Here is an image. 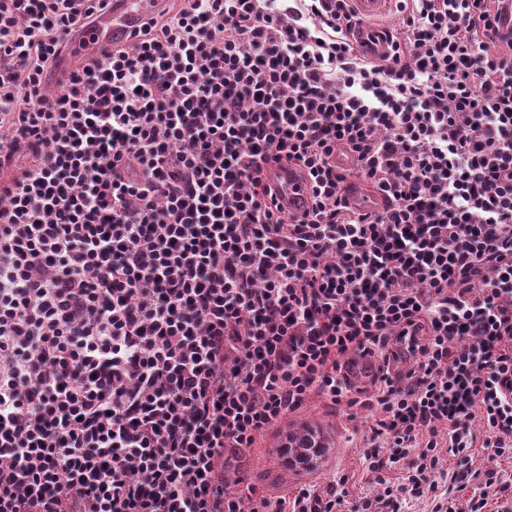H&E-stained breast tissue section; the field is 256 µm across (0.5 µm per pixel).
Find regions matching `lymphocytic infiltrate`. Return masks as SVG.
Wrapping results in <instances>:
<instances>
[{"instance_id": "f902f5d3", "label": "lymphocytic infiltrate", "mask_w": 512, "mask_h": 512, "mask_svg": "<svg viewBox=\"0 0 512 512\" xmlns=\"http://www.w3.org/2000/svg\"><path fill=\"white\" fill-rule=\"evenodd\" d=\"M106 2L0 0V512H486L512 491L474 461L512 462L500 0H398L377 60L350 0H179L48 92ZM353 175L383 209L350 207ZM315 395L372 411L375 496L225 481ZM382 28L368 24L357 27L353 32V38L368 55L369 58H379L388 54V42L383 36ZM263 179L289 211L300 214L308 208V192L297 169L267 166Z\"/></svg>"}]
</instances>
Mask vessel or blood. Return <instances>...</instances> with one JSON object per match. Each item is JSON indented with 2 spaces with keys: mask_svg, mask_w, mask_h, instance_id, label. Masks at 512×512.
Listing matches in <instances>:
<instances>
[{
  "mask_svg": "<svg viewBox=\"0 0 512 512\" xmlns=\"http://www.w3.org/2000/svg\"><path fill=\"white\" fill-rule=\"evenodd\" d=\"M167 2L111 0L110 8L96 15L89 30L68 40L64 57L58 62L57 74L65 73L71 58L101 59L126 46L141 25L163 9ZM353 37L370 58L376 59L388 52V42L380 28L367 23L357 27ZM263 179L289 211L299 214L308 208V192L297 169L269 166L263 172Z\"/></svg>",
  "mask_w": 512,
  "mask_h": 512,
  "instance_id": "b4317fda",
  "label": "vessel or blood"
}]
</instances>
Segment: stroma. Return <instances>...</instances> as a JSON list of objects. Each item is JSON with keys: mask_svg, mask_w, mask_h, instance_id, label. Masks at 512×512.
I'll list each match as a JSON object with an SVG mask.
<instances>
[{"mask_svg": "<svg viewBox=\"0 0 512 512\" xmlns=\"http://www.w3.org/2000/svg\"><path fill=\"white\" fill-rule=\"evenodd\" d=\"M289 421L296 425L307 423L323 431L328 446L313 468L292 470L283 464L279 446L284 428L277 425L259 435L252 449L226 450V474L233 479H243L255 486L258 494L270 498L292 497L307 483L325 486L337 474L348 476L351 496L376 494L377 486L363 464L366 436L372 421L370 410L361 409L353 415L345 407L331 406L324 398L315 396L292 414Z\"/></svg>", "mask_w": 512, "mask_h": 512, "instance_id": "stroma-1", "label": "stroma"}]
</instances>
